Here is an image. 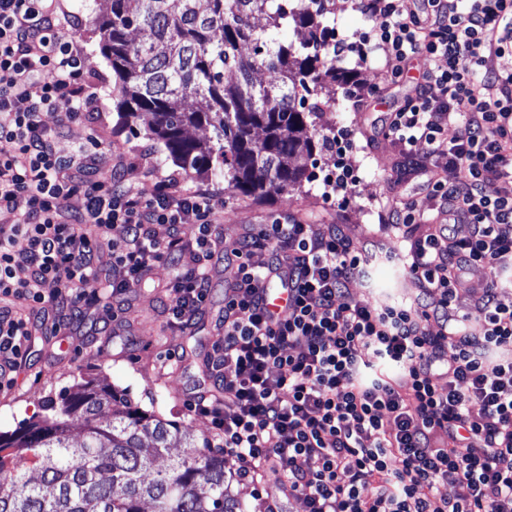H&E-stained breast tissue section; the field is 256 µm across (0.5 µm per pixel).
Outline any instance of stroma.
<instances>
[{
  "label": "stroma",
  "instance_id": "obj_1",
  "mask_svg": "<svg viewBox=\"0 0 512 512\" xmlns=\"http://www.w3.org/2000/svg\"><path fill=\"white\" fill-rule=\"evenodd\" d=\"M64 6L72 16L67 31L84 53L83 78L100 84L102 103L89 120L60 127L54 141L56 151L70 154L96 137L104 143L97 157L100 172L118 171L125 185L147 193L156 178L172 177L184 191H223L224 204L216 214L222 244L211 260L210 293L204 312L188 330L165 326V284L174 268L168 262L157 265L150 278L127 283L126 293L133 305L121 322L113 324L111 335L101 334L103 311L96 307L71 317L57 335L36 333L17 387L0 393V431L14 430L19 423L42 416V401L47 395L93 379L125 390L132 408L173 424L179 432L190 433L196 442L215 445L210 417L189 411L187 402L194 394L212 388L204 362L217 338L224 282L235 272L226 258L236 250L243 227L268 224L288 215L336 225L356 248L376 256L367 279L356 280L351 286L355 302L371 305L383 293L398 300L415 295V285L394 256L397 234L387 227V209L392 201L403 197L424 199L426 192L420 187L421 177L412 172L400 184H393L394 169L405 166L407 160L385 135L384 122L388 112L413 96L420 66L410 64L402 77L390 79L376 67L357 65L355 55H348L345 63L355 68L365 99L357 106L347 96L339 98L336 129L349 134L343 145L344 156L333 152L318 155L312 167L314 178L301 190L256 200L226 191L223 179L193 177L166 161L159 144L146 136V122H139L136 136L118 124L112 69L100 52L89 4L87 0H64ZM340 158L357 177L352 193L342 201L327 197L322 184L323 176L335 170ZM237 468L234 457H225V479L245 512H263L261 502L265 499L280 501L283 512H306L302 499L283 496L274 477L253 484L239 480Z\"/></svg>",
  "mask_w": 512,
  "mask_h": 512
}]
</instances>
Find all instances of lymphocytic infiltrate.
Returning a JSON list of instances; mask_svg holds the SVG:
<instances>
[{
	"label": "lymphocytic infiltrate",
	"instance_id": "f902f5d3",
	"mask_svg": "<svg viewBox=\"0 0 512 512\" xmlns=\"http://www.w3.org/2000/svg\"><path fill=\"white\" fill-rule=\"evenodd\" d=\"M427 4L419 16L402 0H361L369 31L335 50L361 65L382 57L393 75L423 64L414 95L385 122L403 154L423 142L448 159L422 184L435 209L409 197L397 210L405 226L447 219L401 238L416 301L354 303L349 286L368 258L335 225H256L234 253L224 334L206 362L224 397L188 402L211 417L240 478L274 474L308 512H512V306L498 299L512 286V71L493 65L512 52V0ZM68 24L60 0H0V215L10 217L0 225V298L27 308L0 305L1 391L16 386L33 328L58 333L64 310L98 305L115 320L126 281L174 254L186 261L168 284V324L191 327L220 241L219 192H181L164 178L147 195L99 176L98 143L57 153L43 113L65 125L101 101ZM116 224L126 229L119 243L109 239ZM156 224L169 226L167 239ZM255 250L269 252L265 265H252ZM475 265L493 277L462 313L456 291ZM278 281L288 286L280 315L265 299ZM369 354L396 365L399 380L365 377ZM448 482L467 495L437 496Z\"/></svg>",
	"mask_w": 512,
	"mask_h": 512
}]
</instances>
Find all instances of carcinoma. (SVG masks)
Returning a JSON list of instances; mask_svg holds the SVG:
<instances>
[{
    "mask_svg": "<svg viewBox=\"0 0 512 512\" xmlns=\"http://www.w3.org/2000/svg\"><path fill=\"white\" fill-rule=\"evenodd\" d=\"M92 2L118 115L131 129L149 117L148 135L185 173L222 176L232 192L263 198L310 180L288 158L335 148L329 88H346L353 73L331 52L329 0ZM137 28L149 40L130 39ZM290 28L305 34L287 40ZM259 69L274 81L256 83ZM189 98L204 100V109L187 108ZM190 127L212 136L189 138ZM45 408L39 420L0 431V512H143L145 502L152 512H242L224 490V452L190 442L184 458L156 466L177 433L131 408L121 391L87 381ZM76 415L84 419L77 446L69 437Z\"/></svg>",
    "mask_w": 512,
    "mask_h": 512,
    "instance_id": "cac0c4a2",
    "label": "carcinoma"
}]
</instances>
